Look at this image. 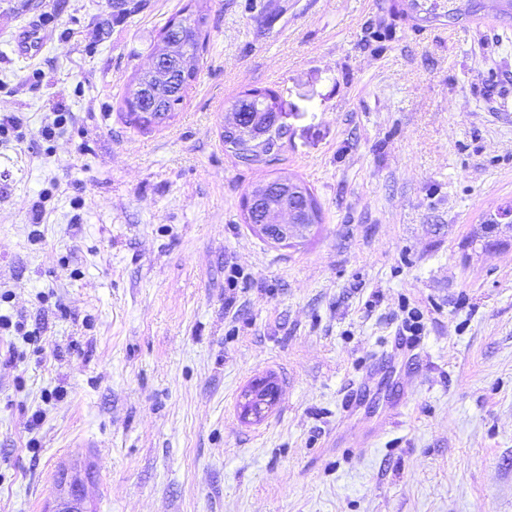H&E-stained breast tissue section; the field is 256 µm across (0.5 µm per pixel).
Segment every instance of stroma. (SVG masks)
<instances>
[{"label":"stroma","instance_id":"1","mask_svg":"<svg viewBox=\"0 0 512 512\" xmlns=\"http://www.w3.org/2000/svg\"><path fill=\"white\" fill-rule=\"evenodd\" d=\"M187 2L0 0V315L44 326L0 328V512H512V16L204 0L181 111L136 128L127 86ZM253 86L289 129L267 167L221 138ZM278 177L322 209L290 247L244 219ZM412 313V358L347 410ZM49 35L37 24L29 25L20 30L15 38L17 52L21 56L35 57L41 50ZM278 388L270 381L260 380L245 389L241 395L240 409L244 418L254 416L252 406L259 403L264 411H268L277 401Z\"/></svg>","mask_w":512,"mask_h":512}]
</instances>
